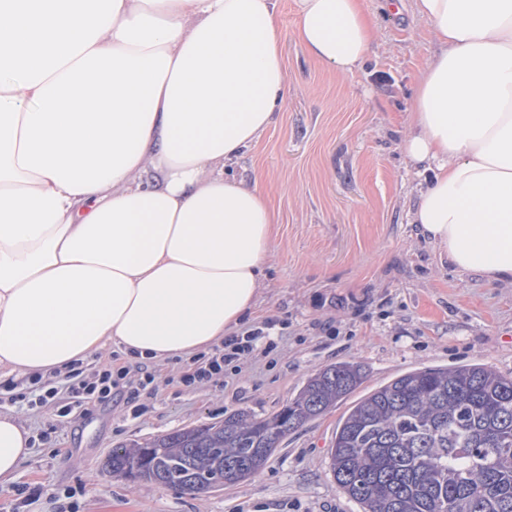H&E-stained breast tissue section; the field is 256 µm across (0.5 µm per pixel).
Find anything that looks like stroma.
<instances>
[{
	"mask_svg": "<svg viewBox=\"0 0 512 512\" xmlns=\"http://www.w3.org/2000/svg\"><path fill=\"white\" fill-rule=\"evenodd\" d=\"M377 14L373 54L351 75L312 61L296 34L293 0H278L288 73L275 123L230 168L258 184L279 222L267 277L246 320H274L220 387L174 385L182 363H156L158 389L117 395L68 416V401L33 408L41 386L0 378V413L32 437L31 454L0 485V512H363L337 486L330 451L338 426L368 392L405 373L481 364L512 376V286L461 273L408 222L420 168L401 142L434 45L411 8ZM362 364L366 377L324 415L286 437L266 465L235 485L195 495L131 483L104 464L113 448L219 421L269 417L320 369Z\"/></svg>",
	"mask_w": 512,
	"mask_h": 512,
	"instance_id": "1",
	"label": "stroma"
}]
</instances>
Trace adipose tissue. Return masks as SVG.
Returning a JSON list of instances; mask_svg holds the SVG:
<instances>
[{"instance_id": "ef3b65f1", "label": "adipose tissue", "mask_w": 512, "mask_h": 512, "mask_svg": "<svg viewBox=\"0 0 512 512\" xmlns=\"http://www.w3.org/2000/svg\"><path fill=\"white\" fill-rule=\"evenodd\" d=\"M305 53L360 69L364 0H294ZM434 40L409 211L450 265L512 283V0H414ZM276 0H0V370L206 351L256 306L278 215L227 168L279 112ZM30 435L0 415V482Z\"/></svg>"}]
</instances>
